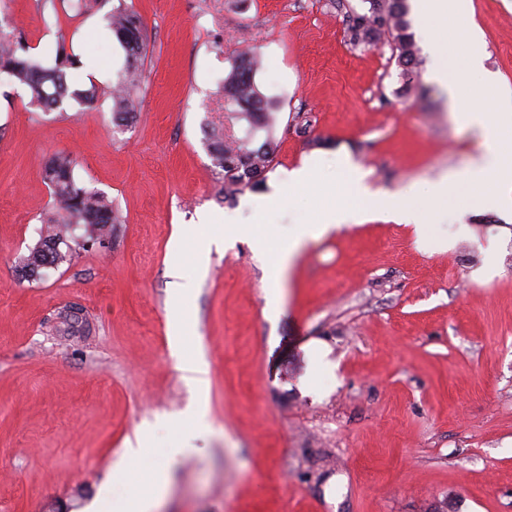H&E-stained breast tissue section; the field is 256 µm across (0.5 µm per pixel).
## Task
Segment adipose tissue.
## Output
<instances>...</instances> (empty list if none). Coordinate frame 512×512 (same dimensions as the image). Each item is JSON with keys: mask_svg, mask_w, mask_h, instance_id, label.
Masks as SVG:
<instances>
[{"mask_svg": "<svg viewBox=\"0 0 512 512\" xmlns=\"http://www.w3.org/2000/svg\"><path fill=\"white\" fill-rule=\"evenodd\" d=\"M412 8L418 19L430 16L453 19L459 38L469 44L468 67L479 72L478 84L449 78L441 62H438L436 45H429L432 63L427 71L429 82L440 85L448 95L450 117L466 113L471 115L480 131L483 159L471 168L460 172H447L431 182L428 199L434 206H451L456 219L474 210L492 209L512 216V113L490 112L485 108L489 92L499 89L495 74L483 65V38L470 19L455 16L452 0H412ZM321 166L319 156L309 157L300 167L293 169L278 186L274 198L288 202L297 209L295 224L287 231L274 233L267 222L268 207L265 200L251 201L250 207L257 221L241 224L233 218L221 219L213 215L203 216V223L217 227L212 245L223 241L250 237L257 246L258 254L268 261L278 279H285L303 249L310 243L339 230L340 226L361 224L368 220L371 209L366 202L371 195L365 180L366 172L353 162H345L338 181L317 183L315 175ZM344 196V210L339 221H332L325 210L310 206V196ZM416 186L406 187L401 194L383 196L379 209L386 219L412 226L417 238H425V215L417 208ZM171 483L170 474H162L158 483L147 492L111 494L103 491V498L111 499L112 512H157V504Z\"/></svg>", "mask_w": 512, "mask_h": 512, "instance_id": "ef3b65f1", "label": "adipose tissue"}]
</instances>
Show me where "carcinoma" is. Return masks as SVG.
Instances as JSON below:
<instances>
[{
	"label": "carcinoma",
	"mask_w": 512,
	"mask_h": 512,
	"mask_svg": "<svg viewBox=\"0 0 512 512\" xmlns=\"http://www.w3.org/2000/svg\"><path fill=\"white\" fill-rule=\"evenodd\" d=\"M366 11L350 10L347 15V37L353 46L376 44L388 39L392 54L401 68L400 94L416 92L427 96L428 89L418 81V50L409 33L406 20V0H365ZM109 27L126 52V65L112 89V116L117 122L132 119L137 111L139 90L143 79L146 57L145 22L131 6L119 7L110 16ZM70 59L61 54L47 67L29 54L25 40L0 25V72L26 85L30 105L48 111L59 107L69 95L66 69ZM258 58L244 52L230 61V70L224 77L221 92L224 110L235 113L249 124L247 134L234 140L224 139V131L209 128L208 151L212 167L224 178V199L230 200L245 189L257 190L274 160L278 142L273 137L278 105L259 90L255 75ZM266 131V138L257 148L251 147L253 135ZM76 160L67 154L55 155L46 165L44 176L51 186L55 207L42 219L47 230L38 243L21 257L15 270L21 279L35 281L41 270L56 267L68 260L72 250L63 251L59 245H68L63 229L69 224L89 226L93 241L112 237L114 225L123 223L120 211L104 195L81 187L75 178Z\"/></svg>",
	"instance_id": "obj_1"
}]
</instances>
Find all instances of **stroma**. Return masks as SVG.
Returning <instances> with one entry per match:
<instances>
[{
	"label": "stroma",
	"instance_id": "1",
	"mask_svg": "<svg viewBox=\"0 0 512 512\" xmlns=\"http://www.w3.org/2000/svg\"><path fill=\"white\" fill-rule=\"evenodd\" d=\"M132 3L148 32L143 105L116 126L109 91L125 53L108 17L119 0L82 14L69 0H0V21L31 55L64 52L70 87L96 92L93 106L68 98L43 112L0 75V512H82L144 427L147 467L126 482L174 469L158 512H512V222L472 213L462 234L435 212L428 248L410 226L374 217L309 244L281 285L249 240L177 274L168 250L181 229L205 244L203 214L249 222L248 202L311 154L330 175L348 155L372 190L395 193L467 169L477 129L449 119L438 87L400 96L389 45H350L331 0ZM454 7L512 89V0ZM410 31L421 60L442 39L463 76L466 48L447 21ZM247 49L279 103L280 147L261 191L228 201L203 129L244 136L218 86ZM59 153L125 222L102 247L71 225L70 260L22 280L15 267L53 205L44 168ZM181 281L183 333L209 367L201 426L182 420L191 393L168 341ZM278 290L283 307L267 316ZM314 344L336 363L319 395L302 388ZM175 438L187 451L173 459Z\"/></svg>",
	"mask_w": 512,
	"mask_h": 512
}]
</instances>
